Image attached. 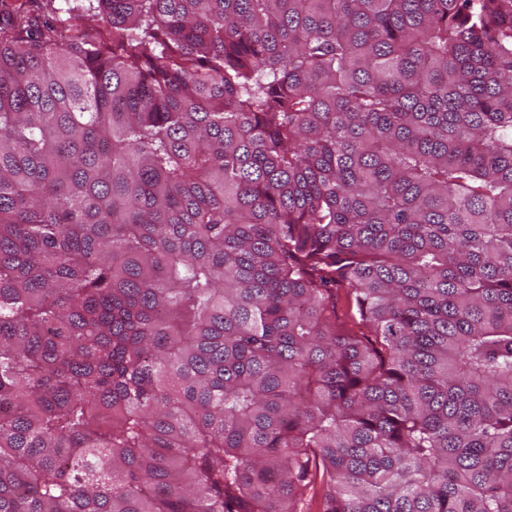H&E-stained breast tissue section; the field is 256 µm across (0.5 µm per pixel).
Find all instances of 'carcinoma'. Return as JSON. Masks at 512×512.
<instances>
[{
    "mask_svg": "<svg viewBox=\"0 0 512 512\" xmlns=\"http://www.w3.org/2000/svg\"><path fill=\"white\" fill-rule=\"evenodd\" d=\"M52 2L0 10V512H512V0Z\"/></svg>",
    "mask_w": 512,
    "mask_h": 512,
    "instance_id": "cac0c4a2",
    "label": "carcinoma"
}]
</instances>
